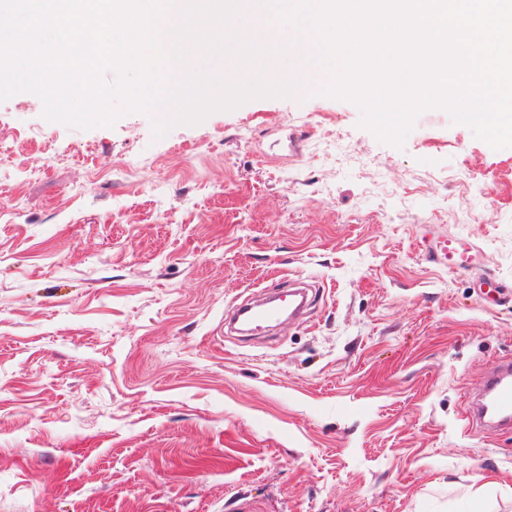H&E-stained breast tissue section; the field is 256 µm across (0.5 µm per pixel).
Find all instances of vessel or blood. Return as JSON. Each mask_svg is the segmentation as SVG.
Returning a JSON list of instances; mask_svg holds the SVG:
<instances>
[{"mask_svg":"<svg viewBox=\"0 0 512 512\" xmlns=\"http://www.w3.org/2000/svg\"><path fill=\"white\" fill-rule=\"evenodd\" d=\"M474 248L469 241L449 238L441 247V252L449 267L463 268L474 260ZM234 318L244 319L249 329L281 325L286 316L280 303L268 300L261 308L252 303L238 305ZM469 424L487 429L512 428V361L499 362L483 378L479 391L473 397L468 411Z\"/></svg>","mask_w":512,"mask_h":512,"instance_id":"1","label":"vessel or blood"}]
</instances>
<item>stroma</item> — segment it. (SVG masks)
<instances>
[{
  "mask_svg": "<svg viewBox=\"0 0 512 512\" xmlns=\"http://www.w3.org/2000/svg\"><path fill=\"white\" fill-rule=\"evenodd\" d=\"M42 113L0 102V512H512V429L465 417L512 358L511 149L301 92L159 139ZM299 278L303 320L226 334ZM442 255L448 259L449 267L463 268L469 266L475 255L473 254L474 248L467 240L448 238L444 245L440 247Z\"/></svg>",
  "mask_w": 512,
  "mask_h": 512,
  "instance_id": "stroma-1",
  "label": "stroma"
}]
</instances>
